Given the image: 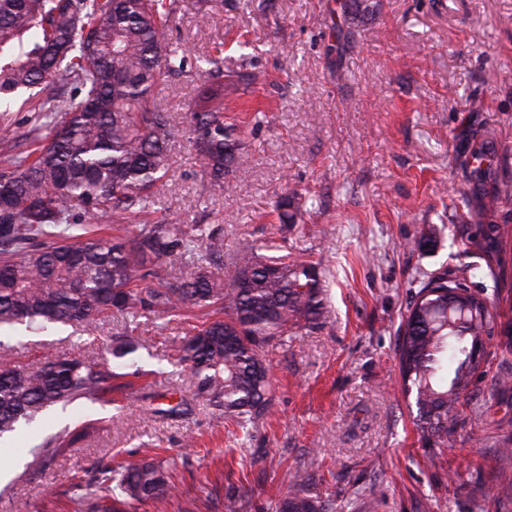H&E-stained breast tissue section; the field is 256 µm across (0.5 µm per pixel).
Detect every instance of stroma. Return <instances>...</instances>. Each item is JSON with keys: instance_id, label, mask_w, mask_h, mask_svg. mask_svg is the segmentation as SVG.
<instances>
[{"instance_id": "obj_1", "label": "stroma", "mask_w": 512, "mask_h": 512, "mask_svg": "<svg viewBox=\"0 0 512 512\" xmlns=\"http://www.w3.org/2000/svg\"><path fill=\"white\" fill-rule=\"evenodd\" d=\"M376 2L371 18L342 29L340 0H177L171 42L240 75L248 172L211 194L177 136L161 214L223 225L228 256L247 239L312 261L324 319L265 349L272 397L247 434L193 397L174 356L203 312L1 333L0 355L30 369L59 355L101 358L120 330L142 347L125 391L68 405L25 434L0 512H75L72 487L94 463L148 450L177 462L168 512H224L232 490L243 493L240 512H275L296 473L328 512H512V452L502 450L512 390L492 393L512 353L487 343L444 448L416 429L397 363L401 318L424 274L485 265L466 240L485 241L493 224L512 229V197L501 194L512 188V0ZM202 81L189 70L158 89L175 125ZM477 145L493 156L478 178L468 163ZM288 188L296 221L286 225L276 202ZM64 429L78 440L46 455L42 442Z\"/></svg>"}]
</instances>
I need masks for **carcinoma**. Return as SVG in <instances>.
<instances>
[{"mask_svg":"<svg viewBox=\"0 0 512 512\" xmlns=\"http://www.w3.org/2000/svg\"><path fill=\"white\" fill-rule=\"evenodd\" d=\"M175 0H0V328L25 324L92 328L115 316H176L210 308L219 314L177 346L190 389L239 428L269 407L272 378L262 353L273 340L321 320L317 266L265 255L245 242L224 263V225L167 224L157 213L176 130L154 94L192 60L167 38ZM373 0H345L344 18L374 12ZM187 115V133L208 177L247 173L242 127L228 120L224 98L236 92L224 72ZM29 94L36 112L23 133L7 112ZM109 218L123 233L100 232ZM509 237L493 225L469 245L492 256ZM473 267L426 274L407 307L398 349L403 390L414 393L416 424L430 446H445L458 406L481 363L480 338L512 352V322L492 298L470 286ZM459 295L448 303V291ZM139 344L122 339L109 355L118 366ZM117 374L76 356L27 369L0 357V442L48 412L112 392ZM178 487L169 468L145 456L119 467L98 462L79 512H165ZM277 512H325L302 477L293 476Z\"/></svg>","mask_w":512,"mask_h":512,"instance_id":"obj_1","label":"carcinoma"}]
</instances>
